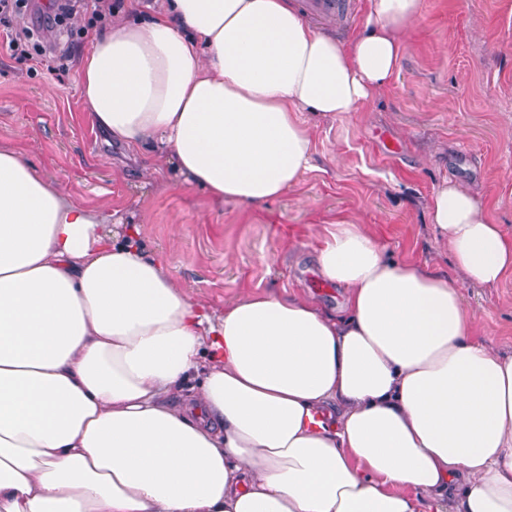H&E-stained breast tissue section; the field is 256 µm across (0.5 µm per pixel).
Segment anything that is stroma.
Instances as JSON below:
<instances>
[{"label": "stroma", "instance_id": "1", "mask_svg": "<svg viewBox=\"0 0 512 512\" xmlns=\"http://www.w3.org/2000/svg\"><path fill=\"white\" fill-rule=\"evenodd\" d=\"M91 41L70 47L61 79L0 53V148L76 202L134 212L148 247L193 299L220 313L245 292L287 290L335 310L340 290L309 278L323 225L343 217L394 259L446 273L476 319L475 340L512 355V274L494 286L467 281L426 210L453 179L512 237V0H423L391 84L359 112L301 113L315 168L255 209L144 183L145 155L107 145L81 97Z\"/></svg>", "mask_w": 512, "mask_h": 512}]
</instances>
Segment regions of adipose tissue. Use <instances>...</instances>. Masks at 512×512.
Returning a JSON list of instances; mask_svg holds the SVG:
<instances>
[{"mask_svg": "<svg viewBox=\"0 0 512 512\" xmlns=\"http://www.w3.org/2000/svg\"><path fill=\"white\" fill-rule=\"evenodd\" d=\"M421 11L368 0L340 40L290 0H163L94 35L83 101L144 178L261 206L312 167L299 113L369 101ZM428 214L467 279L512 273L459 184ZM314 259L337 313L268 291L214 314L133 218L0 149V512H512V356L365 225H325Z\"/></svg>", "mask_w": 512, "mask_h": 512, "instance_id": "adipose-tissue-1", "label": "adipose tissue"}]
</instances>
